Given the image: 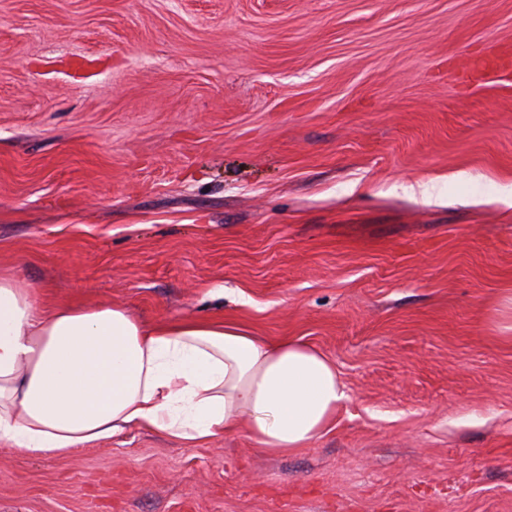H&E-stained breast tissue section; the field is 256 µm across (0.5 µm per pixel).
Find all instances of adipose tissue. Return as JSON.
<instances>
[{
    "instance_id": "obj_1",
    "label": "adipose tissue",
    "mask_w": 512,
    "mask_h": 512,
    "mask_svg": "<svg viewBox=\"0 0 512 512\" xmlns=\"http://www.w3.org/2000/svg\"><path fill=\"white\" fill-rule=\"evenodd\" d=\"M348 394L333 361L204 319L145 326L121 304L43 308L0 272V444L32 458L140 427L184 441L244 430L288 455L328 432Z\"/></svg>"
}]
</instances>
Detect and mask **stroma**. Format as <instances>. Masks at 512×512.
<instances>
[{
    "mask_svg": "<svg viewBox=\"0 0 512 512\" xmlns=\"http://www.w3.org/2000/svg\"><path fill=\"white\" fill-rule=\"evenodd\" d=\"M512 0H0V270L336 364L330 432L0 450V512H512Z\"/></svg>",
    "mask_w": 512,
    "mask_h": 512,
    "instance_id": "35a3bbf8",
    "label": "stroma"
}]
</instances>
